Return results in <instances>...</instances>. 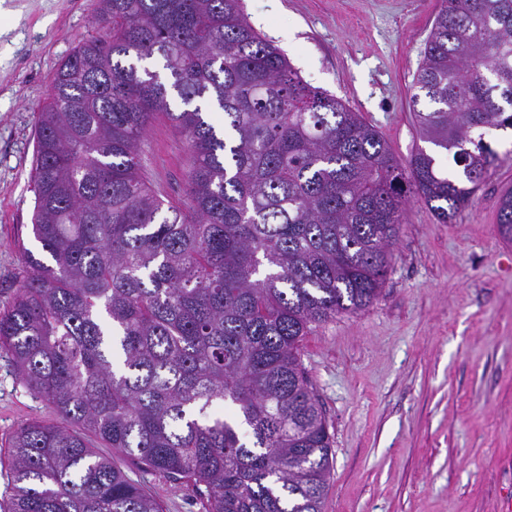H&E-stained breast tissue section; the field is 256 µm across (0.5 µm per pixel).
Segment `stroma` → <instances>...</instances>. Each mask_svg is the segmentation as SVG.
I'll list each match as a JSON object with an SVG mask.
<instances>
[{
    "instance_id": "obj_1",
    "label": "stroma",
    "mask_w": 512,
    "mask_h": 512,
    "mask_svg": "<svg viewBox=\"0 0 512 512\" xmlns=\"http://www.w3.org/2000/svg\"><path fill=\"white\" fill-rule=\"evenodd\" d=\"M97 0L0 5V306L19 287L31 232L33 135L60 60L94 33ZM263 37L311 86L356 108L407 160L421 147L410 100L439 0H243ZM146 169L184 196L191 154L159 122ZM453 223L411 202L382 291L365 311L313 327L301 360L334 436L323 512H502L512 490V243L496 229L512 186V130ZM0 357V443L50 420ZM131 476L165 512H205L193 484Z\"/></svg>"
}]
</instances>
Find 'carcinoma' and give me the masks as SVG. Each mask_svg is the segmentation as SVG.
<instances>
[{
    "label": "carcinoma",
    "instance_id": "carcinoma-1",
    "mask_svg": "<svg viewBox=\"0 0 512 512\" xmlns=\"http://www.w3.org/2000/svg\"><path fill=\"white\" fill-rule=\"evenodd\" d=\"M95 24L37 117L32 233L52 264L24 251L0 309V354L58 421L9 438L0 512H164L93 437L206 512H323L332 436L302 342L377 299L410 200L446 224L488 174L482 132L512 129V0H440L411 95L435 151L405 163L241 0H98ZM159 119L192 154L183 201L142 166ZM496 223L511 243L512 187Z\"/></svg>",
    "mask_w": 512,
    "mask_h": 512
}]
</instances>
